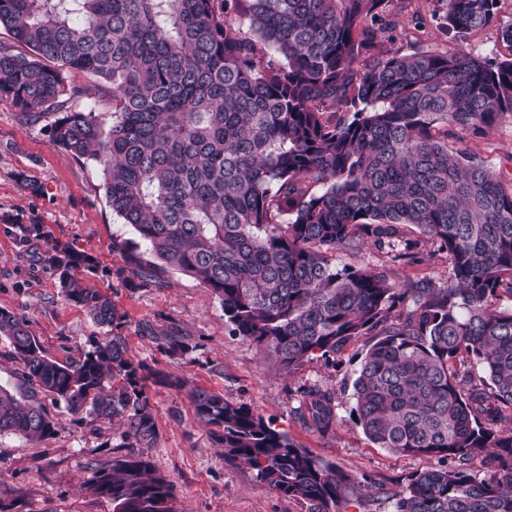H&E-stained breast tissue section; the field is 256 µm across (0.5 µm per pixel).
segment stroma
Wrapping results in <instances>:
<instances>
[{"instance_id": "obj_1", "label": "stroma", "mask_w": 512, "mask_h": 512, "mask_svg": "<svg viewBox=\"0 0 512 512\" xmlns=\"http://www.w3.org/2000/svg\"><path fill=\"white\" fill-rule=\"evenodd\" d=\"M390 19L382 43L386 50L446 52L463 45L490 59L512 58V47L494 25L458 43L442 23L438 0H393ZM466 144L503 180H512V116H504L485 137H467ZM21 172L41 185V192L21 188L16 181ZM33 221L44 224L50 237L96 258L97 269L85 281L109 295L123 315L128 356L162 371L169 382L148 390L158 437L147 448H125L120 422L90 426L61 406L50 407L56 430L41 442L0 435V504L7 512H112L111 502L87 491L86 483L95 470L126 453L148 458L173 483L174 512H305L301 502L224 460L195 415L189 399L194 388L250 406L277 430L361 481L339 512H394L390 491L411 474L437 467L433 458L375 447L352 422L353 381L368 337L288 374L259 347L232 335L220 300L194 277L160 267L148 279L134 277L126 243L136 232L113 214L96 163L52 146L44 123L25 122L9 101L0 100V308L25 319L48 357L75 358L91 350L104 330L84 308L60 297L52 269L38 258L43 244H19L18 225ZM336 259L388 268L403 288L446 286L451 270L447 252L412 226L391 247L369 244L357 253L337 252ZM170 334L188 342L189 351L170 352L164 341ZM313 385L336 395L340 423L326 435L309 429L300 416L302 392Z\"/></svg>"}]
</instances>
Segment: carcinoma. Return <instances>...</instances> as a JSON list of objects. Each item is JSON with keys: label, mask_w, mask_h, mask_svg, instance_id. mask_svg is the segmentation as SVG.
<instances>
[{"label": "carcinoma", "mask_w": 512, "mask_h": 512, "mask_svg": "<svg viewBox=\"0 0 512 512\" xmlns=\"http://www.w3.org/2000/svg\"><path fill=\"white\" fill-rule=\"evenodd\" d=\"M391 0H0V100L47 127L51 145L102 170L108 203L161 266L211 288L232 333L282 370L378 335L353 382L352 421L377 447L434 457L389 493L395 512H512V184L462 146L512 115V59L464 48L376 53ZM460 42L501 23L500 0H440ZM112 89V124L77 104L68 73ZM351 105L352 115L336 111ZM415 226L448 253V285L400 288L336 251ZM19 241L44 237L20 224ZM42 259L63 300L106 336L77 359L45 355L0 308V339L24 384L124 438L157 440L148 388L162 372L126 356L123 316L84 285L96 258L51 241ZM470 359L478 379L454 366ZM224 459L306 512H333L356 479L249 406L190 391ZM304 423H339L334 393L303 391ZM55 421L33 395L0 387V434L39 442ZM485 456L494 470L469 462ZM112 512H173V484L144 457L96 470Z\"/></svg>", "instance_id": "obj_1"}]
</instances>
